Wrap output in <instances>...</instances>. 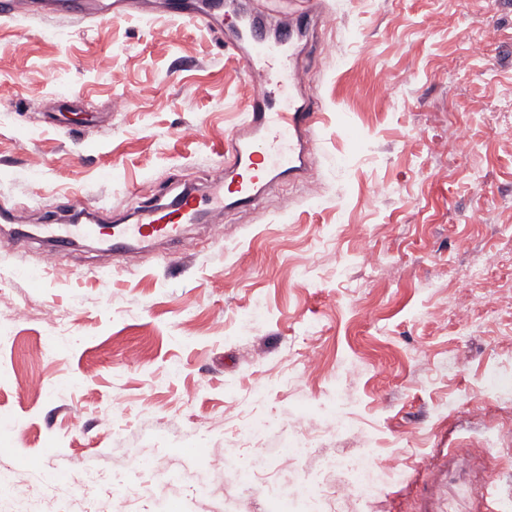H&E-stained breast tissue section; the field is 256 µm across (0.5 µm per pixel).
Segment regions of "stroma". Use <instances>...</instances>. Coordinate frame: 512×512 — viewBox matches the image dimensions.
<instances>
[{"instance_id":"obj_1","label":"stroma","mask_w":512,"mask_h":512,"mask_svg":"<svg viewBox=\"0 0 512 512\" xmlns=\"http://www.w3.org/2000/svg\"><path fill=\"white\" fill-rule=\"evenodd\" d=\"M322 6L332 28L294 54L326 116L317 164L219 215L223 237L192 224L175 259L92 243L46 270L41 235L0 234V416L16 421L0 456L18 494L0 512H272L309 480L335 499L327 460L363 453L391 477L366 512L512 503V390H491L512 377V0ZM253 93L194 25L0 20V207L128 224L207 192ZM332 415L345 427L327 435ZM231 455L262 458L249 483ZM55 464L93 493L45 484Z\"/></svg>"}]
</instances>
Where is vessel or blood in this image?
Returning a JSON list of instances; mask_svg holds the SVG:
<instances>
[{
	"instance_id": "vessel-or-blood-1",
	"label": "vessel or blood",
	"mask_w": 512,
	"mask_h": 512,
	"mask_svg": "<svg viewBox=\"0 0 512 512\" xmlns=\"http://www.w3.org/2000/svg\"><path fill=\"white\" fill-rule=\"evenodd\" d=\"M298 4L299 18L280 28L276 38L268 37L258 18L247 15L240 17L234 37L226 38L230 51L246 50L244 74L256 87L242 124L224 139L228 185L216 186L205 199L188 190L180 192L168 203L142 208L135 223L115 224L108 230L96 223L49 225L48 264H55L59 253L77 237L99 240L108 252L178 242L187 225L205 222L213 212L252 207L264 189L280 177L297 178L312 169L316 156L312 134L321 111L298 94L304 76L291 61L292 46L299 28H325L327 17L314 0H298ZM82 9L81 0H48L44 5L36 0H0V19L27 17L43 10L67 13ZM176 17L223 36V0L180 10Z\"/></svg>"
}]
</instances>
